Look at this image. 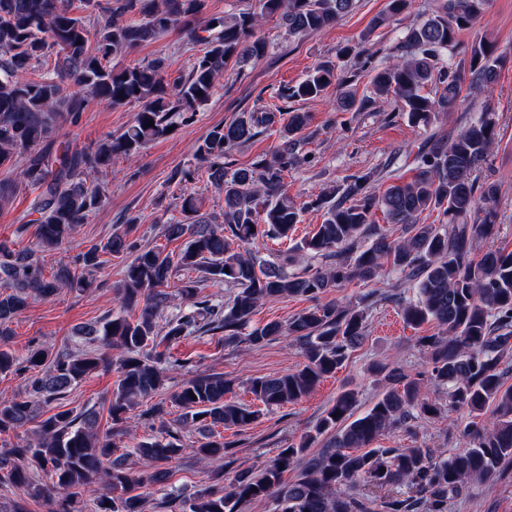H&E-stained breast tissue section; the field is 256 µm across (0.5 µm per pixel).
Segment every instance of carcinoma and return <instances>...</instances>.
Here are the masks:
<instances>
[{"label": "carcinoma", "instance_id": "carcinoma-1", "mask_svg": "<svg viewBox=\"0 0 512 512\" xmlns=\"http://www.w3.org/2000/svg\"><path fill=\"white\" fill-rule=\"evenodd\" d=\"M408 5L409 0H388L386 12L371 21L362 39ZM487 5L488 0H439L409 28L401 54L374 66L376 97L397 99L413 124L426 126L456 106L463 76L475 86L495 83L501 57L482 41L464 49L460 40ZM354 7L355 0H258L257 7L227 17L208 13V0H0V168L18 167L16 174L0 178V204L12 200L21 185L38 190L31 204L38 214L35 246L0 243V375H17L27 387L24 398L0 399V435L37 424L35 442L0 445L1 484L38 497L43 486L35 474L42 472L59 493L53 512H82L80 504L103 470L108 492L94 497L92 512H142L140 489L166 481L167 464L181 451L166 437L168 406L182 410L177 422L207 432L198 452L214 461L224 459L225 448L214 428L245 430L261 409L229 400L230 383L222 374L191 376L168 401L150 408L163 437L134 448L149 467L137 475L127 467L129 454L112 447V435L101 434L95 410H61L42 419L41 404L112 367L104 351L116 350L120 379L108 414L123 433L134 407L164 389L166 371L186 366L158 351L160 346L200 330L224 333V345L230 346L247 327L253 345L291 337L301 346V368L248 383L254 400L266 408L293 404L336 372L366 337L373 294L354 305L323 303L321 296L351 282H379L390 273L415 289V298L401 304L404 322L414 328L433 322L439 328L416 338L428 364L426 375L375 364L390 387L366 411L357 412L358 392H340L299 443L279 449L267 464L237 471L227 486L174 498L172 512H246L265 497L275 499L277 512H448L449 499L476 484L493 485L502 465L512 461V386L505 385L503 371L512 359V251L490 247L474 256L476 241L492 238L496 229L490 207L496 185L477 177L495 140L496 123L488 112L452 135H431L414 154L408 180L392 169L386 174L392 184L377 193L371 183L378 177L368 173L347 184L339 199L333 189L302 204L288 194L284 179L299 163L297 134L307 125L306 113H288L271 158L259 156L230 173L224 167L228 150L250 142L277 119L267 110L240 112L199 144V166L178 168L169 178L178 190L182 219L164 225V233L168 240L187 238L183 249L174 254L142 246L131 237L137 222L132 217L106 243L80 248L55 272H44L40 253L70 247L77 227L104 202V191L88 183L91 175L112 168L116 158L138 157L168 128L191 121L228 67L242 70L262 58L267 45L253 32L263 20L275 18L288 35L304 36L334 25ZM95 12L106 18L92 29ZM173 32L188 45L202 46L186 74L168 79L162 57L114 64L115 58ZM334 81L335 65L319 63L302 81L285 87L281 97L316 99ZM348 83L345 77L339 81L346 86L338 99L341 110L370 103L357 99ZM92 104L137 110L121 132L87 147L60 140L65 126L76 124ZM150 120L154 126L145 127ZM201 171L224 191L219 216L201 212L200 199L188 192ZM309 208L322 211V223L295 253L336 262L290 274L282 264L233 249L260 235L290 237ZM435 210L446 222L418 223L422 213ZM378 211L405 236L394 239L388 228L375 224ZM104 254L124 257L126 263L119 312L78 330L91 348L77 353L36 348L22 360L7 349L6 324L32 300L92 287ZM181 271L197 276L177 284ZM206 282L225 284L235 293L227 303H214L200 295ZM173 286L187 306L162 324L159 316L171 305ZM290 296L313 305L286 325L269 321L249 327L262 302ZM136 308L137 317L125 315ZM425 386L448 388V408L463 413L456 431L465 448L438 455L422 446L373 447L391 429L441 412V402L428 397ZM324 435L323 449L308 454ZM292 469L297 476L285 480Z\"/></svg>", "mask_w": 512, "mask_h": 512}]
</instances>
